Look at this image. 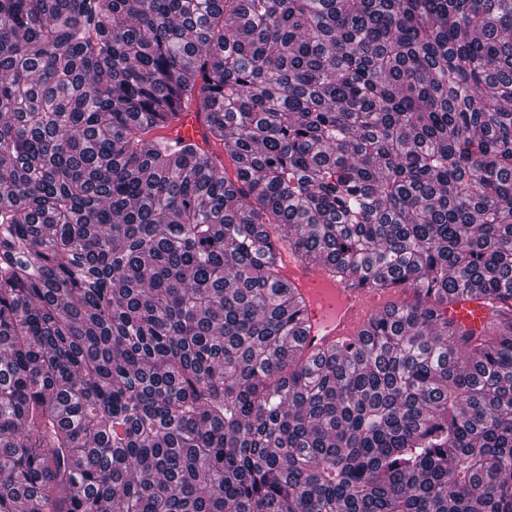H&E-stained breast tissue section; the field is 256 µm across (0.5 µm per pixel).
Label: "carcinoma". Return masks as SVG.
Instances as JSON below:
<instances>
[{"mask_svg": "<svg viewBox=\"0 0 512 512\" xmlns=\"http://www.w3.org/2000/svg\"><path fill=\"white\" fill-rule=\"evenodd\" d=\"M191 99L235 180L152 135ZM283 241L413 300L307 352ZM34 504L512 512V0H0V512ZM448 320L476 333L487 328L493 320V309L487 299L467 298L448 306Z\"/></svg>", "mask_w": 512, "mask_h": 512, "instance_id": "obj_1", "label": "carcinoma"}]
</instances>
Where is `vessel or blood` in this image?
<instances>
[{
	"instance_id": "1",
	"label": "vessel or blood",
	"mask_w": 512,
	"mask_h": 512,
	"mask_svg": "<svg viewBox=\"0 0 512 512\" xmlns=\"http://www.w3.org/2000/svg\"><path fill=\"white\" fill-rule=\"evenodd\" d=\"M169 141L192 140L204 143L207 130L198 103L183 109L177 122L163 129ZM281 277L291 285L303 306V344L315 351L356 336L375 314L377 292L358 288L332 278L320 266L301 262L290 249L280 255ZM448 318L466 330L475 332L487 328L493 320V309L483 298H467L448 307Z\"/></svg>"
}]
</instances>
